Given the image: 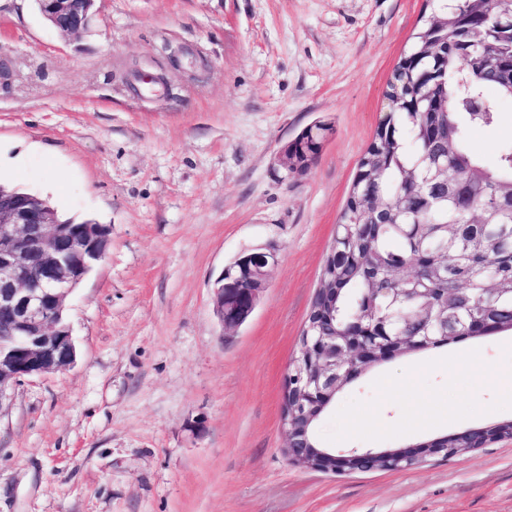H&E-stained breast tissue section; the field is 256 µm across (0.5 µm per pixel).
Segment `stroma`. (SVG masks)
Returning a JSON list of instances; mask_svg holds the SVG:
<instances>
[{
    "mask_svg": "<svg viewBox=\"0 0 512 512\" xmlns=\"http://www.w3.org/2000/svg\"><path fill=\"white\" fill-rule=\"evenodd\" d=\"M425 3L100 0L65 36L32 0H0V183L111 237L67 300L75 365L0 409V512H512V438L342 475L285 454L284 377ZM319 120V157L290 171L282 147ZM509 144L506 102L469 145L491 165ZM262 249L278 256L267 286L224 330L213 282ZM470 344L453 373V343L371 368L318 442L399 448L512 420V331Z\"/></svg>",
    "mask_w": 512,
    "mask_h": 512,
    "instance_id": "1",
    "label": "stroma"
}]
</instances>
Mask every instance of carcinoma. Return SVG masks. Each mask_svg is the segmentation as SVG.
Segmentation results:
<instances>
[{"label":"carcinoma","instance_id":"1","mask_svg":"<svg viewBox=\"0 0 512 512\" xmlns=\"http://www.w3.org/2000/svg\"><path fill=\"white\" fill-rule=\"evenodd\" d=\"M430 13L404 50L388 82L387 113L359 160L336 224L319 282L336 301V335L356 313L386 317L426 300L439 308L455 288L469 289L458 328L492 305L512 319V146L486 165L468 146L469 130L493 125L498 103L512 100V79L494 63L512 55V0H426ZM475 32L466 45L436 42ZM331 124L319 121L288 142L292 167H305L321 151ZM493 280L505 292L487 296ZM512 431V420L481 431L448 436L463 448L481 435Z\"/></svg>","mask_w":512,"mask_h":512}]
</instances>
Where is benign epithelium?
I'll use <instances>...</instances> for the list:
<instances>
[{"mask_svg": "<svg viewBox=\"0 0 512 512\" xmlns=\"http://www.w3.org/2000/svg\"><path fill=\"white\" fill-rule=\"evenodd\" d=\"M39 12L58 31L87 30L96 14V0H34ZM110 230L98 224L72 233L39 198L18 195L0 186V409L14 386L28 379L66 369L76 360L68 324L62 322L67 298L94 263L106 254ZM239 272L223 273L215 282L216 315L226 330L243 325L253 314L268 270L277 263L273 250L236 257ZM361 317H354L338 338L310 333L299 348L285 378L281 421L285 453L294 464L325 473L411 468L429 457H448V448L434 439L414 446L374 451L352 449L336 453L314 445L308 433L336 399V392L369 369L430 343H450L454 336L433 338L403 334L374 336L367 342ZM468 335L497 333L495 318L475 319Z\"/></svg>", "mask_w": 512, "mask_h": 512, "instance_id": "benign-epithelium-1", "label": "benign epithelium"}]
</instances>
